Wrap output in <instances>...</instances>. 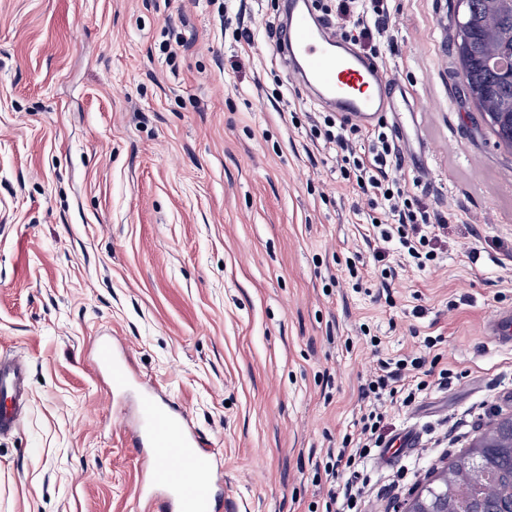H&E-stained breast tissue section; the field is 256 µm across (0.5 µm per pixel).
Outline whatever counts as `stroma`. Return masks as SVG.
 I'll return each instance as SVG.
<instances>
[{"label": "stroma", "mask_w": 512, "mask_h": 512, "mask_svg": "<svg viewBox=\"0 0 512 512\" xmlns=\"http://www.w3.org/2000/svg\"><path fill=\"white\" fill-rule=\"evenodd\" d=\"M0 0V358L28 366L0 433V512H145L131 446L140 390L215 453L223 512H312L316 462L356 433L381 360H438L387 438L415 448L353 480L404 512L491 419L512 415V149L460 93L452 0H396L380 65L411 112L396 177L448 227L417 268L365 237L374 209L313 138L326 110L266 33L282 0ZM117 344L134 374L95 364ZM489 328L495 343L512 346V309L497 311ZM99 365L107 366L111 370L113 385L120 388L128 383V375L124 366L113 359L112 347L108 343L101 344L97 352Z\"/></svg>", "instance_id": "obj_1"}]
</instances>
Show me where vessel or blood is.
I'll return each instance as SVG.
<instances>
[{
    "instance_id": "b4317fda",
    "label": "vessel or blood",
    "mask_w": 512,
    "mask_h": 512,
    "mask_svg": "<svg viewBox=\"0 0 512 512\" xmlns=\"http://www.w3.org/2000/svg\"><path fill=\"white\" fill-rule=\"evenodd\" d=\"M288 40L281 52L288 58L290 79L313 99L334 107L347 119L372 123L399 107L394 85L370 57L355 52L316 14L313 0H288ZM490 333L498 344L512 346V309L497 312ZM99 365L109 367L112 382H128L124 366L112 359L110 344H101ZM26 382L20 364L0 360V432L13 429ZM137 451L152 450L157 462L138 497L147 512H216L213 494L214 458L188 422L155 395H143L137 406Z\"/></svg>"
}]
</instances>
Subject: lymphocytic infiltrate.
Returning a JSON list of instances; mask_svg holds the SVG:
<instances>
[{"mask_svg": "<svg viewBox=\"0 0 512 512\" xmlns=\"http://www.w3.org/2000/svg\"><path fill=\"white\" fill-rule=\"evenodd\" d=\"M336 29L346 39L367 45L380 41L389 28L394 7L393 0H336ZM324 138L336 146V163L344 180L352 183L369 198L380 205L383 217L379 223L367 229L370 240L388 243L399 241L409 256L418 265L432 260L433 251H421L408 238L409 232L418 231L420 225L435 223L444 228V217H431L421 206H413L408 194L398 180L389 176L390 170L401 168L402 156L387 133L374 134L366 154H357L351 145L352 136L360 128L349 121H335L325 117ZM403 360L381 361L375 375L361 388V397L367 405L357 423V436L345 437L344 445L334 460L324 467L328 482H336L345 473L355 470L370 454L372 448L380 447L385 439L386 416L379 406L383 398L401 399L411 404L418 392L428 386L419 375L404 372Z\"/></svg>", "mask_w": 512, "mask_h": 512, "instance_id": "1", "label": "lymphocytic infiltrate"}]
</instances>
